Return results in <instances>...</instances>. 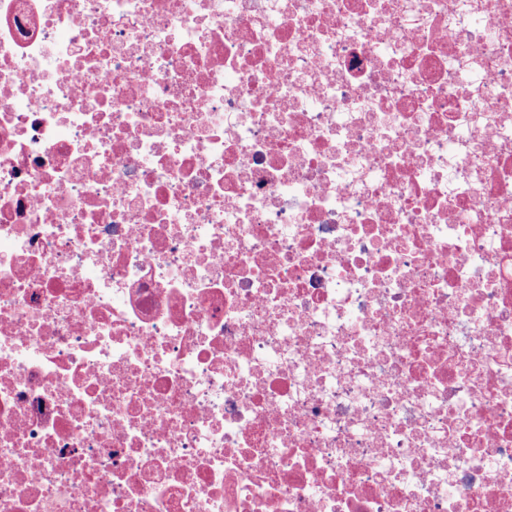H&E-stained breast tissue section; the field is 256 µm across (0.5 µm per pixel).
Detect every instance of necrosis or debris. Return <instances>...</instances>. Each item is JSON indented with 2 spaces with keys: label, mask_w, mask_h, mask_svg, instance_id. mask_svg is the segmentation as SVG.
Returning <instances> with one entry per match:
<instances>
[{
  "label": "necrosis or debris",
  "mask_w": 512,
  "mask_h": 512,
  "mask_svg": "<svg viewBox=\"0 0 512 512\" xmlns=\"http://www.w3.org/2000/svg\"><path fill=\"white\" fill-rule=\"evenodd\" d=\"M0 512H512V0H0Z\"/></svg>",
  "instance_id": "1"
}]
</instances>
